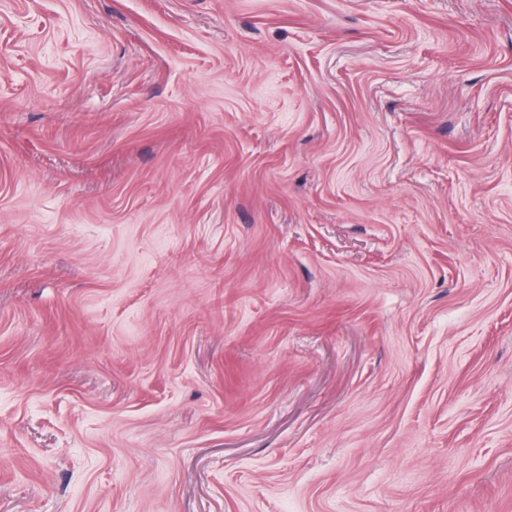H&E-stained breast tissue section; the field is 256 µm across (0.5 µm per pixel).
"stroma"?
Returning <instances> with one entry per match:
<instances>
[{"instance_id":"obj_1","label":"stroma","mask_w":512,"mask_h":512,"mask_svg":"<svg viewBox=\"0 0 512 512\" xmlns=\"http://www.w3.org/2000/svg\"><path fill=\"white\" fill-rule=\"evenodd\" d=\"M0 512H512V0H0Z\"/></svg>"}]
</instances>
